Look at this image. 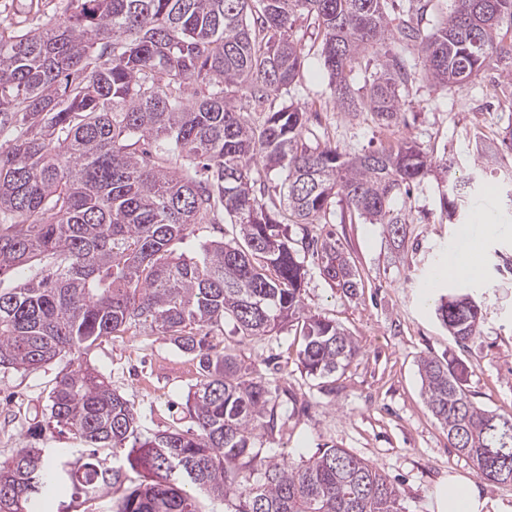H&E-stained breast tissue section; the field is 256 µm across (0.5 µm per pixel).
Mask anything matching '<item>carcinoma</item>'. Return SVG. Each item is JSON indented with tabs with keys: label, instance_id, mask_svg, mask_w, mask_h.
<instances>
[{
	"label": "carcinoma",
	"instance_id": "1",
	"mask_svg": "<svg viewBox=\"0 0 512 512\" xmlns=\"http://www.w3.org/2000/svg\"><path fill=\"white\" fill-rule=\"evenodd\" d=\"M50 2L0 19V277L23 276L0 290V368L76 357L56 378L48 426L80 448L31 444L1 460L0 512H36L63 488L70 500L58 512L109 493L110 512H202L199 494L228 512H400L394 484L344 448L255 466V440L276 439L272 393L207 337L228 319L254 338L295 323L305 373L348 366L358 343L305 308L300 252L346 295L359 271L333 232L297 241L288 223L320 224L339 206L386 226L400 248L407 219L395 198L450 169L409 137L350 154L310 136L307 112L277 102L305 64L297 19L322 35L337 109L390 129L419 74L462 87L496 60L512 77V0H454L448 13L433 0L397 12L394 0H65L44 22ZM476 186L453 179L441 213L462 218ZM226 217L232 234L197 258L175 254L191 226ZM435 311L455 342L478 335L471 294L442 295ZM137 326L197 360L186 399L195 427L141 433L133 405L80 362L99 339ZM419 372L449 445L481 478L512 484L509 420L468 398L454 362L425 357ZM128 443L126 466L109 465ZM129 469L139 482L127 487Z\"/></svg>",
	"mask_w": 512,
	"mask_h": 512
}]
</instances>
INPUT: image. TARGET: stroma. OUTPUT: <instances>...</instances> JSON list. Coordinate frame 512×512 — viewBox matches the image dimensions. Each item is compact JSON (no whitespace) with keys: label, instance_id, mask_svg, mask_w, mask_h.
I'll list each match as a JSON object with an SVG mask.
<instances>
[{"label":"stroma","instance_id":"obj_1","mask_svg":"<svg viewBox=\"0 0 512 512\" xmlns=\"http://www.w3.org/2000/svg\"><path fill=\"white\" fill-rule=\"evenodd\" d=\"M306 19L295 36L307 53L303 75L284 101L305 108L321 141L346 153L374 148L386 133L370 116L338 112L329 77L320 66V43ZM512 81L501 68L486 67L469 84L438 89L418 77L402 108L409 124L399 134L416 140L434 157H446L457 175L467 176L479 154L478 143L495 142L512 124ZM497 171L484 175L466 205L463 223H448L440 209V175L432 173L410 196L397 199L406 215L407 243L394 250L382 225L358 219L334 224L336 238L355 263L362 286L349 296L330 287L313 259H306L305 307L348 329L359 356L335 376H307L301 367L302 338L295 327L260 338L243 337L232 324L211 334L217 347L242 354L267 382L278 404L281 440L257 439L263 456L306 460L336 446L374 465L397 487L403 512H433L438 481L456 474L477 483L484 495L512 504V484L479 479L471 461L448 445L443 426L428 411L418 361L425 356L460 361L464 389L481 408L512 418V155L500 156ZM477 248L478 280L457 279L471 291L484 314L480 332L467 344L455 343L424 305V292L436 288L433 272L456 245ZM113 389L133 404L142 430H185L193 421L185 407L198 378L196 360L170 341L144 331L108 336L86 357ZM64 356L35 371H0V460L25 445L39 426L42 448H69L68 435L49 429V395Z\"/></svg>","mask_w":512,"mask_h":512}]
</instances>
